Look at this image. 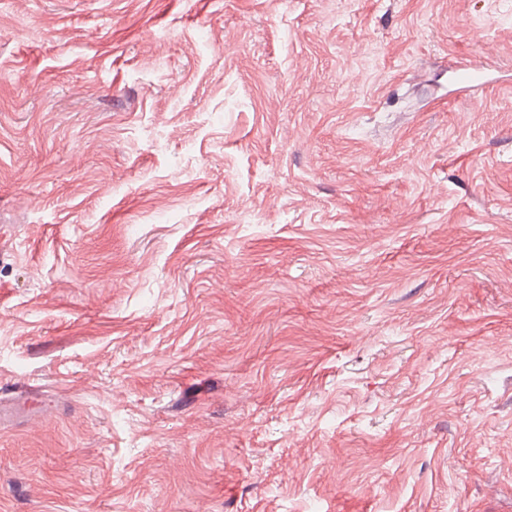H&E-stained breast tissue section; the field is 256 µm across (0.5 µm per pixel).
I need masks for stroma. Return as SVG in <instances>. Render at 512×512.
Segmentation results:
<instances>
[{"label": "stroma", "instance_id": "obj_1", "mask_svg": "<svg viewBox=\"0 0 512 512\" xmlns=\"http://www.w3.org/2000/svg\"><path fill=\"white\" fill-rule=\"evenodd\" d=\"M25 392L0 512H512V0H0Z\"/></svg>", "mask_w": 512, "mask_h": 512}]
</instances>
